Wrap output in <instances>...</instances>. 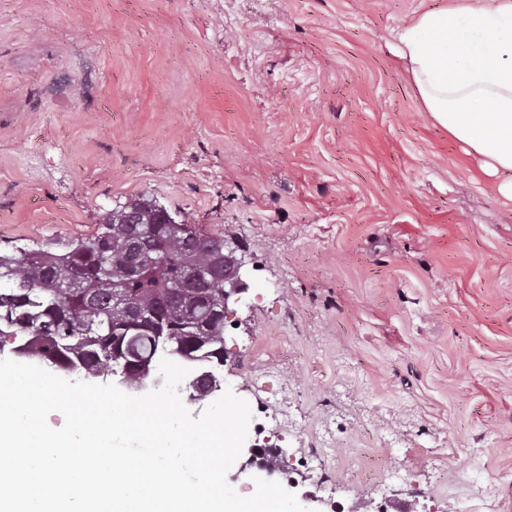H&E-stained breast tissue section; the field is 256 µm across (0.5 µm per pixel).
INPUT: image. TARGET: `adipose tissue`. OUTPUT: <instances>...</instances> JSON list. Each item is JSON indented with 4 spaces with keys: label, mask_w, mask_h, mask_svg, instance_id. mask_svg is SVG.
<instances>
[{
    "label": "adipose tissue",
    "mask_w": 512,
    "mask_h": 512,
    "mask_svg": "<svg viewBox=\"0 0 512 512\" xmlns=\"http://www.w3.org/2000/svg\"><path fill=\"white\" fill-rule=\"evenodd\" d=\"M396 39L425 111L512 191V0H454Z\"/></svg>",
    "instance_id": "1"
}]
</instances>
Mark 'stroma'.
<instances>
[{"instance_id":"obj_1","label":"stroma","mask_w":512,"mask_h":512,"mask_svg":"<svg viewBox=\"0 0 512 512\" xmlns=\"http://www.w3.org/2000/svg\"><path fill=\"white\" fill-rule=\"evenodd\" d=\"M447 4L0 0V249L138 195L238 239L221 386L308 512H512V196L394 49Z\"/></svg>"}]
</instances>
